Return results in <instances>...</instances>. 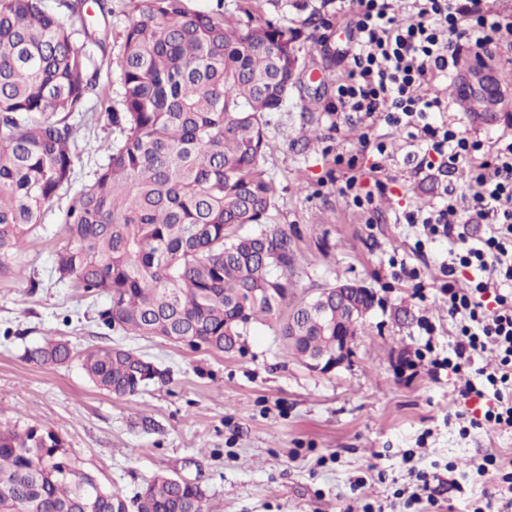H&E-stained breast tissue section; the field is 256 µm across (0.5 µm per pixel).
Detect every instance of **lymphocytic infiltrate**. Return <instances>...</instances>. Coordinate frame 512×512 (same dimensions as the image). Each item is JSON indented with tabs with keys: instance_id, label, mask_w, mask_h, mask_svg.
I'll list each match as a JSON object with an SVG mask.
<instances>
[{
	"instance_id": "obj_1",
	"label": "lymphocytic infiltrate",
	"mask_w": 512,
	"mask_h": 512,
	"mask_svg": "<svg viewBox=\"0 0 512 512\" xmlns=\"http://www.w3.org/2000/svg\"><path fill=\"white\" fill-rule=\"evenodd\" d=\"M353 34L347 67L336 82V97L328 103L337 120L356 118L371 127L374 115L388 125L410 129L407 159L415 173L434 166L449 169L466 165L467 195L458 201L449 194L446 204L430 211L410 210L405 223L422 225L431 239L455 242L460 224L472 221L493 225L489 237L469 245L444 263L440 287L448 311L459 320L454 359L418 354L427 372H460L475 355L493 351L497 362L484 372L483 385L466 384L463 398H483L492 387L496 400L483 417L469 420L470 429L490 427L512 431V295L501 294L503 282H512V138L494 146L465 136L444 114L448 105L436 93L438 78L457 64L464 41L474 54L496 49L495 35L512 26V15L491 9L485 0H409L408 17H400L394 0H350L340 13ZM339 191L348 203L370 209L374 194L385 191L378 167L362 169L354 152L333 158ZM373 179L374 191L363 188ZM475 271L468 288L457 285L458 268Z\"/></svg>"
}]
</instances>
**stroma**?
Instances as JSON below:
<instances>
[{"label":"stroma","mask_w":512,"mask_h":512,"mask_svg":"<svg viewBox=\"0 0 512 512\" xmlns=\"http://www.w3.org/2000/svg\"><path fill=\"white\" fill-rule=\"evenodd\" d=\"M262 17L296 33L305 68L267 130L264 167L279 198L276 224L292 235L298 262L296 298L354 281L377 297L361 326L347 366L315 373L287 355L275 328L255 325L243 352L193 350L160 337L128 336L99 318L105 297H91L70 280L49 274L54 251L67 242L64 220L73 197L107 161L98 145L116 137L104 112L118 106V61L123 34L136 17L132 0H109L100 14L87 0L74 30L88 28L104 43L97 53V87L91 110L77 126L74 180L45 205L15 272L0 278V422L31 424L59 433L80 464L105 485L136 495L160 473L179 475L205 489L211 512H474L496 476L475 480L484 454L495 452L512 467V433H460L461 416L482 415L485 402L459 391L493 353L475 357L462 373L410 372L406 363L432 345L452 356L457 322L437 290L450 246L424 238L421 226L399 223L402 212L443 201L444 187L466 193V169L444 176L414 175L404 163L405 132L375 118L373 132L385 154L366 152L365 164L382 166L389 181L372 210L348 206L328 178L332 151L358 148L353 121L335 123L326 111L351 46L342 25L319 28L335 12L334 0H259ZM493 64L504 101L498 119L474 122L449 102L448 119L465 135L491 143L512 136V66L498 35ZM318 131L320 141L310 138ZM421 271L424 288L396 278L390 259ZM434 326L419 327L420 318ZM69 339L75 351L125 347L165 373L137 395L115 398L85 377L79 359L63 366L24 358L47 338ZM427 498L413 507L411 492Z\"/></svg>","instance_id":"35a3bbf8"}]
</instances>
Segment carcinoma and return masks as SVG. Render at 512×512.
<instances>
[{"label": "carcinoma", "instance_id": "carcinoma-1", "mask_svg": "<svg viewBox=\"0 0 512 512\" xmlns=\"http://www.w3.org/2000/svg\"><path fill=\"white\" fill-rule=\"evenodd\" d=\"M188 0H137L124 34L118 108L107 119L122 140L67 210L68 244L50 273L105 295L100 320L134 336L231 353L256 323L279 326L288 354L303 363L330 351L322 321L304 320L288 340L296 253L274 222L275 186L263 167L269 116L288 98L295 35ZM86 40L74 37L45 0H0V276L15 271L41 212L69 187L75 125L98 72ZM29 362L73 358L65 340L25 351ZM82 369L118 398L164 377L131 350L94 347ZM58 433L0 426V512H209L205 493L169 474L132 499L100 485Z\"/></svg>", "mask_w": 512, "mask_h": 512}]
</instances>
